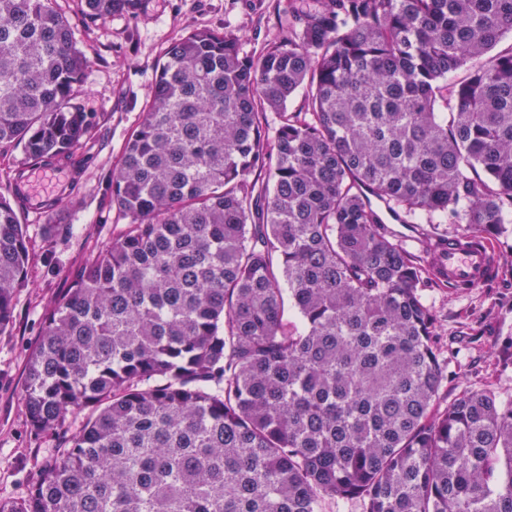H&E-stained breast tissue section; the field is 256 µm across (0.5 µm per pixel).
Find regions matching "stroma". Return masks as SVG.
<instances>
[{"mask_svg":"<svg viewBox=\"0 0 512 512\" xmlns=\"http://www.w3.org/2000/svg\"><path fill=\"white\" fill-rule=\"evenodd\" d=\"M70 20L88 66L75 98L96 113L94 136L77 152L75 179L57 191L54 210L20 204L29 262L16 290L13 319L0 332V499L24 498L50 466L62 434L30 430L24 405L28 356L47 305L69 277L111 243L127 222L112 204V171L126 140L143 118L166 48L196 29L236 26L243 47L260 52L278 31L288 0H145L133 15L95 22L76 0H57ZM495 282L467 291L430 288L437 320L434 345L445 378L441 402L464 390L488 388L512 399V225L493 242Z\"/></svg>","mask_w":512,"mask_h":512,"instance_id":"35a3bbf8","label":"stroma"}]
</instances>
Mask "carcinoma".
Here are the masks:
<instances>
[{"label":"carcinoma","mask_w":512,"mask_h":512,"mask_svg":"<svg viewBox=\"0 0 512 512\" xmlns=\"http://www.w3.org/2000/svg\"><path fill=\"white\" fill-rule=\"evenodd\" d=\"M55 2L0 0V159L96 129ZM511 34L512 0H289L257 56L230 23L171 43L112 172L129 222L27 362L34 431L92 413L0 512H512V401L440 404L428 278L385 224L512 223ZM27 263L0 194V332Z\"/></svg>","instance_id":"obj_1"}]
</instances>
